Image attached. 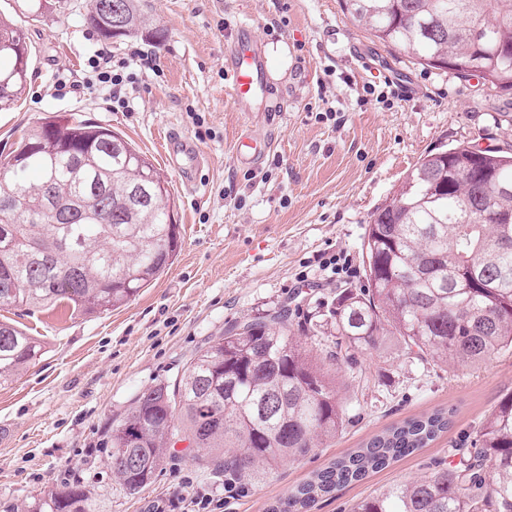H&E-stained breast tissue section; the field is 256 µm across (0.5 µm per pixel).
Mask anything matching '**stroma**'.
<instances>
[{
  "label": "stroma",
  "mask_w": 512,
  "mask_h": 512,
  "mask_svg": "<svg viewBox=\"0 0 512 512\" xmlns=\"http://www.w3.org/2000/svg\"><path fill=\"white\" fill-rule=\"evenodd\" d=\"M59 2L32 15L17 0H0V18L23 31L33 68L22 99L0 112V163L45 117L73 114L109 126L169 181L180 239L165 272L112 312L0 310L43 345L42 357L0 388V512H39L49 493L72 478L85 488L87 512H188L191 488L222 500V512H266L311 471L383 428L448 406L455 421L447 433L323 499L317 512H351L361 499L450 462L453 448L512 391L511 348L459 370L411 361L390 346L360 355L339 368L338 378L364 401L361 418L314 455L284 462L239 494L225 492L223 472L199 467L181 446L135 496L122 491L106 459L110 429L136 396L175 378L229 325L285 305L302 323L337 289L367 287L361 245L372 213L441 146L512 150V125L501 120L512 113V91L411 62L354 26L342 0H139L164 38L107 41L83 20L89 0ZM243 24L264 43L279 82L275 111L245 114L231 105L224 53ZM97 44L118 57L135 48L150 57L134 111H113L110 101L83 90ZM387 81L388 99L367 95V86ZM329 100L336 115L326 120ZM245 124L271 144L251 169L235 157ZM174 130L206 155L192 195L161 157L162 141ZM338 254L348 257L352 276L323 269Z\"/></svg>",
  "instance_id": "1"
}]
</instances>
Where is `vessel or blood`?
I'll return each instance as SVG.
<instances>
[{
    "label": "vessel or blood",
    "mask_w": 512,
    "mask_h": 512,
    "mask_svg": "<svg viewBox=\"0 0 512 512\" xmlns=\"http://www.w3.org/2000/svg\"><path fill=\"white\" fill-rule=\"evenodd\" d=\"M224 76L231 85V103L236 111L251 112L267 106L272 95L269 63L251 27L239 26L224 56ZM167 164L181 177L186 190L196 191V174L204 163L202 151L188 138L170 133L163 145ZM270 149L269 141L250 131L240 134L235 145L239 162L253 165Z\"/></svg>",
    "instance_id": "vessel-or-blood-1"
}]
</instances>
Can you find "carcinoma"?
I'll list each match as a JSON object with an SVG mask.
<instances>
[{
	"instance_id": "obj_1",
	"label": "carcinoma",
	"mask_w": 512,
	"mask_h": 512,
	"mask_svg": "<svg viewBox=\"0 0 512 512\" xmlns=\"http://www.w3.org/2000/svg\"><path fill=\"white\" fill-rule=\"evenodd\" d=\"M352 21L412 61L512 90V0H343ZM121 10L127 37L146 28L135 0H90L88 23ZM0 110L11 109L32 52L0 21ZM512 153L464 143L427 154L368 225L369 287L344 289L327 319L326 357L356 362L389 342L407 358L475 367L512 346ZM178 248L169 184L149 159L101 124L49 116L25 131L0 164V309L65 306L103 314L126 304ZM290 313L236 324L209 341L182 374L139 393L112 426L107 466L139 494L179 443L205 467L224 468L227 489L253 486L281 462L305 458L360 415L336 373L292 337ZM42 355L40 340L0 320V386ZM454 423L438 409L386 428L313 471L267 512H309L319 500L426 447ZM459 461L358 502L352 512H512V393L485 415ZM48 512H86L79 481L53 491Z\"/></svg>"
}]
</instances>
